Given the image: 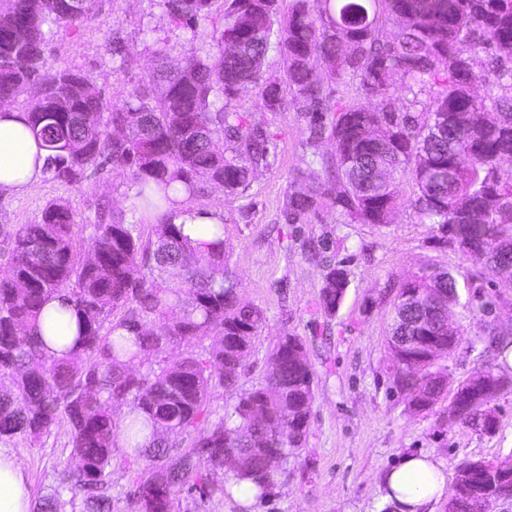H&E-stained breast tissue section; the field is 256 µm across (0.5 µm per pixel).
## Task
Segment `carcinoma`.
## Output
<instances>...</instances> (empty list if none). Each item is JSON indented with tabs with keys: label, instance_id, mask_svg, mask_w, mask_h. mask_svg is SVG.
Wrapping results in <instances>:
<instances>
[{
	"label": "carcinoma",
	"instance_id": "cac0c4a2",
	"mask_svg": "<svg viewBox=\"0 0 512 512\" xmlns=\"http://www.w3.org/2000/svg\"><path fill=\"white\" fill-rule=\"evenodd\" d=\"M156 2L175 28L195 34L217 0ZM276 3L223 0L224 27L202 38L209 49H198L190 73L162 67L109 106L82 73L50 72L45 61L43 26L79 23L94 14L98 0H0V99L32 95L27 124L46 147L55 180L76 183L88 167L110 163L137 187L140 221L150 227L136 234L121 218L98 220L92 264L81 258L74 216L61 200L48 203L38 223L3 231L9 261L0 273V440L35 444L64 419L78 461L35 512H61L63 493L80 491L87 492L82 512H112L109 468L118 453L145 462L133 474L138 512H179L183 491L202 503L222 499L232 480L251 483L261 500L304 447L315 391L301 338L278 337L269 353L276 375L241 388L244 358L264 312L240 298L223 225L200 228L209 241L193 239L164 212L172 195L195 194L201 179L237 194L267 160L270 136L230 102L252 84L265 111L288 105L277 79L260 80L270 49L283 56L294 104L333 113L328 131L335 152L321 168L300 173L312 191H288L283 223L302 224L329 202L349 223L388 224L395 180L407 174L421 222L436 228L442 243L459 229L481 240L471 251L464 243L459 248L480 265L479 277L512 267V171L501 167L512 159V98L488 108L473 86L489 75L476 72L466 54L485 49L497 82L512 81V0H293L283 16ZM384 17L398 31L387 33ZM318 67L334 79L358 77L376 102L330 104L313 79ZM396 73L411 92L433 82L430 105L418 112L387 109ZM220 139L222 151L215 146ZM461 200L468 204L465 217ZM172 270L181 271L177 283L166 278ZM417 277V299L403 300L407 283L398 294L390 369L393 388L410 393L396 345L397 337H410L407 356L431 388L420 404L428 411L447 393L448 369L438 360L452 355L462 334L430 358L425 335L435 331L420 313L448 312L473 278L432 265ZM348 286L345 269H329L320 292L324 313H336ZM53 298L77 315L72 345L60 352L39 325ZM484 332L489 349L509 346L491 323ZM177 344L190 347L187 355L165 362L162 354ZM511 381L502 371H475L448 404V426L495 432L488 409ZM215 388L229 396L224 415L191 447L172 453L173 440L204 420ZM115 404L128 406L120 422ZM489 481L483 470L459 475L448 493L457 512L468 510V489Z\"/></svg>",
	"mask_w": 512,
	"mask_h": 512
}]
</instances>
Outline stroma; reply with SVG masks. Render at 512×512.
I'll return each instance as SVG.
<instances>
[{
	"label": "stroma",
	"mask_w": 512,
	"mask_h": 512,
	"mask_svg": "<svg viewBox=\"0 0 512 512\" xmlns=\"http://www.w3.org/2000/svg\"><path fill=\"white\" fill-rule=\"evenodd\" d=\"M173 34L183 47L169 64L186 67L193 55L191 34L172 30L155 0H99L90 19L72 26H46V66L82 72L108 103H117L151 71L155 39ZM117 41L127 54V64L120 70L114 69L111 59ZM232 106L270 135L268 162L240 194L225 195L221 186L203 180L187 204L197 210H223L228 268L242 300L260 307L266 317L246 360L242 387L263 381L269 371L268 350L278 336L288 333L305 344L315 400L306 445L289 460L288 474L271 496L247 508L230 495L199 505L184 494L180 512H392L382 498L379 479L405 454L442 461L449 481L464 463L512 456V386L493 402L495 434L482 435L463 425L450 428L443 424L447 402L418 413L409 409L404 394L393 389L387 347L398 288L430 264L475 276L472 288L462 291L459 305L450 312L452 324L463 333L461 346L447 361L450 387L479 368H500L498 353L486 348L483 329L485 322H493L512 340V275L476 277L475 263L443 246L432 226L422 223L413 204L416 188L406 177L397 184L399 205L392 223L348 224L329 205L308 223H283L289 183L308 191L309 183L297 182L298 171L313 156L331 154L334 143L327 138L311 141L305 113L293 107L263 111L254 87L240 90ZM135 192L129 178L108 165L87 169L73 184L47 174L24 193L0 195V229L37 223L46 204L60 199L75 216L80 250L85 253L99 207L126 223L138 222ZM320 240L330 242L329 263L341 265L349 279L342 305L332 316L319 308L329 263L316 264L306 257L308 243ZM486 300L494 303L487 316L479 310ZM5 447L22 461L36 499L49 493L72 466L70 428L63 420L37 444L17 438Z\"/></svg>",
	"instance_id": "stroma-1"
}]
</instances>
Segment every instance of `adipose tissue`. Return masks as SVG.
I'll use <instances>...</instances> for the list:
<instances>
[{
	"label": "adipose tissue",
	"instance_id": "ef3b65f1",
	"mask_svg": "<svg viewBox=\"0 0 512 512\" xmlns=\"http://www.w3.org/2000/svg\"><path fill=\"white\" fill-rule=\"evenodd\" d=\"M26 120V113L0 110V194L23 193L43 176L47 152L39 147ZM443 468L441 461L430 457L405 455L381 477L386 500L398 512H422L445 494ZM0 512H32L26 471L15 454L4 448H0Z\"/></svg>",
	"mask_w": 512,
	"mask_h": 512
}]
</instances>
